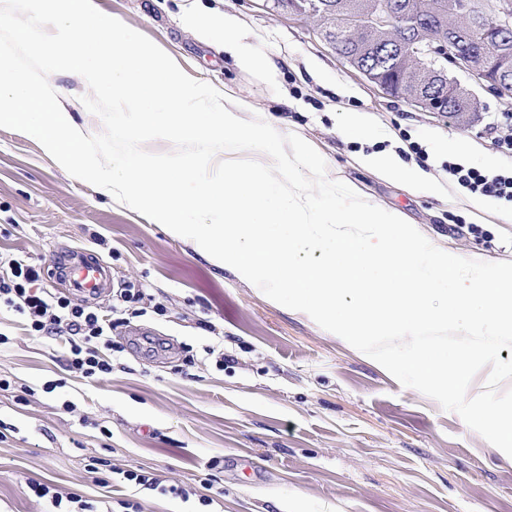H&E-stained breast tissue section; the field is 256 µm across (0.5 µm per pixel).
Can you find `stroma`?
<instances>
[{"instance_id":"stroma-1","label":"stroma","mask_w":512,"mask_h":512,"mask_svg":"<svg viewBox=\"0 0 512 512\" xmlns=\"http://www.w3.org/2000/svg\"><path fill=\"white\" fill-rule=\"evenodd\" d=\"M99 10L142 33L190 77L276 115L313 146L327 176L369 203L401 214L433 245L488 262L512 261V206L460 193L440 170L454 159L479 169L512 167L487 123L461 125L385 94L316 33L263 0H95ZM229 17L239 41L270 73L237 67L223 35L189 15ZM61 101L90 134L99 118L86 85L51 74ZM364 111L366 132H345L346 113ZM426 152L410 154V143ZM404 153L426 185L409 187L362 167L374 152ZM0 251L50 265L82 253L110 271L114 289L146 288L153 309L112 333L121 353L91 380L66 365L61 343L28 335L0 309V512H45L28 488L47 482L90 499L105 495L86 466L99 458L168 483L223 487L216 512H512V460L492 453L461 417L403 386L368 355L305 314L271 302L220 270L160 225L59 168L23 132L0 128ZM223 342L226 362L205 358ZM55 389H48V382ZM141 512H198L148 489L118 487Z\"/></svg>"}]
</instances>
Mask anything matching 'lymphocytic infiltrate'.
I'll return each instance as SVG.
<instances>
[{
    "instance_id": "obj_1",
    "label": "lymphocytic infiltrate",
    "mask_w": 512,
    "mask_h": 512,
    "mask_svg": "<svg viewBox=\"0 0 512 512\" xmlns=\"http://www.w3.org/2000/svg\"><path fill=\"white\" fill-rule=\"evenodd\" d=\"M454 186L471 197L512 203V171H486L458 161L443 163ZM44 267L21 254L0 253V306L13 309L32 336L62 341L68 368L83 377L98 379L112 371L113 320L121 304L139 300L142 289L127 283L115 292L108 307L72 303L61 294L41 288ZM33 494L47 500L53 512H111V501L96 505L80 494L61 493L46 483L29 485Z\"/></svg>"
}]
</instances>
